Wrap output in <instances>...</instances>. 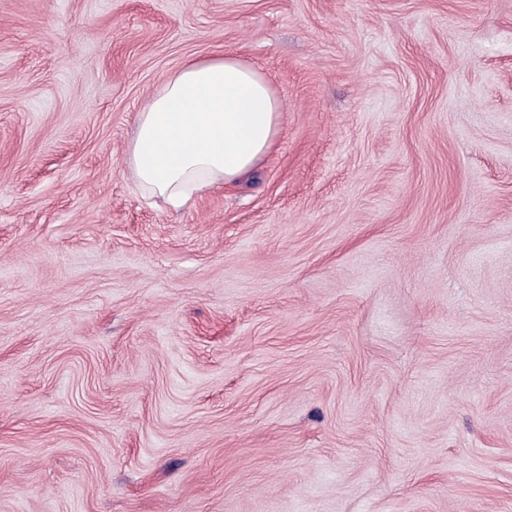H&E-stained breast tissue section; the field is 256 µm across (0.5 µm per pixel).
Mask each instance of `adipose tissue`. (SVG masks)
Listing matches in <instances>:
<instances>
[{"mask_svg": "<svg viewBox=\"0 0 512 512\" xmlns=\"http://www.w3.org/2000/svg\"><path fill=\"white\" fill-rule=\"evenodd\" d=\"M282 103L234 56L186 60L137 115L125 163L137 188L178 208L248 176L271 148Z\"/></svg>", "mask_w": 512, "mask_h": 512, "instance_id": "adipose-tissue-1", "label": "adipose tissue"}]
</instances>
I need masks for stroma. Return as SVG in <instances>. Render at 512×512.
I'll list each match as a JSON object with an SVG mask.
<instances>
[{
    "instance_id": "35a3bbf8",
    "label": "stroma",
    "mask_w": 512,
    "mask_h": 512,
    "mask_svg": "<svg viewBox=\"0 0 512 512\" xmlns=\"http://www.w3.org/2000/svg\"><path fill=\"white\" fill-rule=\"evenodd\" d=\"M218 54L279 132L175 211ZM0 512H512V0H0ZM282 103L234 56L190 58L138 112L125 163L137 188L179 208L248 176L271 148Z\"/></svg>"
}]
</instances>
